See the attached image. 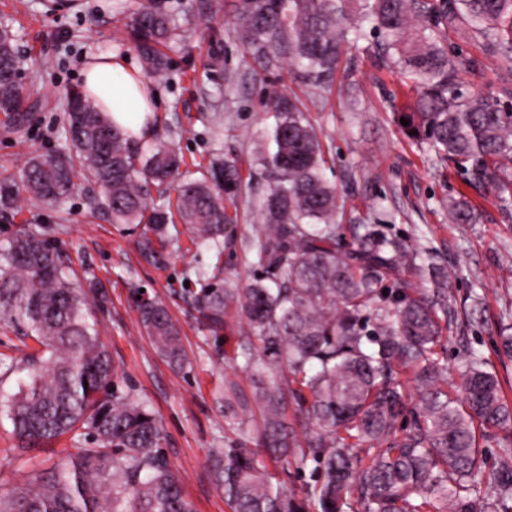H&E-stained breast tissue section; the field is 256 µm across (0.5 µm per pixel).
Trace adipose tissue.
I'll return each instance as SVG.
<instances>
[{
  "mask_svg": "<svg viewBox=\"0 0 512 512\" xmlns=\"http://www.w3.org/2000/svg\"><path fill=\"white\" fill-rule=\"evenodd\" d=\"M82 93L109 112L121 128L141 133L147 118L158 110L149 82L127 56L113 52L90 57L82 69Z\"/></svg>",
  "mask_w": 512,
  "mask_h": 512,
  "instance_id": "1",
  "label": "adipose tissue"
}]
</instances>
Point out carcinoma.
Instances as JSON below:
<instances>
[{"label":"carcinoma","mask_w":512,"mask_h":512,"mask_svg":"<svg viewBox=\"0 0 512 512\" xmlns=\"http://www.w3.org/2000/svg\"><path fill=\"white\" fill-rule=\"evenodd\" d=\"M129 35L155 77L169 69L161 47L183 36L163 0H136ZM234 23L261 70L285 66L301 83L331 90L342 56L361 41L396 67L413 93L405 136L455 166L470 185H489L512 206V112L481 93L464 94L462 62L448 54V31L463 23L512 63V0H236ZM9 25L0 23V115L20 125L37 93L19 78ZM260 162L269 183L251 242L263 271L245 288L224 285V229L238 221L228 205L244 179L233 160L181 171L169 139L143 140L116 126L81 91L67 93L62 154L30 157L19 177L0 178V214L25 195L61 210L74 178L99 188L112 223L140 230L138 246L153 257L182 224L194 245L214 252L195 272L192 303L201 327L222 348L235 347L240 373L224 378V424L236 438L209 457L229 512H512V403L484 357L471 351L460 392L448 390L438 347L448 313V273L416 293L402 274L420 276L428 258L407 242L362 225L352 248L336 223L338 190L325 174L319 134L297 96L263 101ZM417 134H411V131ZM448 220H471L468 202L450 199ZM391 281L388 297L381 285ZM62 256L34 228L0 249V321L42 347L5 373L27 372L3 401L25 451L72 435L76 455L32 470L21 489L0 494V512H195L166 436L149 406L120 393L119 367L100 340L90 296ZM135 312L154 351L183 370L190 361L180 325L156 295ZM497 354L512 361V325L498 331ZM412 374L417 403L408 400ZM311 429L305 440L287 426L288 407ZM262 425L250 427L254 411ZM498 435L489 463L482 440ZM258 447L251 448V441ZM313 463L314 484L299 497L265 460Z\"/></svg>","instance_id":"carcinoma-1"}]
</instances>
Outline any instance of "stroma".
I'll return each instance as SVG.
<instances>
[{"label": "stroma", "mask_w": 512, "mask_h": 512, "mask_svg": "<svg viewBox=\"0 0 512 512\" xmlns=\"http://www.w3.org/2000/svg\"><path fill=\"white\" fill-rule=\"evenodd\" d=\"M83 2V7L51 14L43 0H0V20L15 35L21 78L40 87L28 105L22 132L0 123V177L18 175L31 155L65 151V93L79 87L88 57L119 52L136 68L144 66L126 36L133 0ZM204 2L167 0L187 36L166 46L170 71L151 84L159 99L157 135L165 138L177 131L176 144L190 164L217 152L237 160L251 184L237 201L238 223L224 230L225 280L242 288L259 274L248 263L244 247L255 235L258 199L266 189L257 154L262 102L274 91L296 94L329 159L326 176L339 188L344 245L353 243L361 225L376 224L430 253L448 270L451 330L439 353L448 366L449 384L459 385L467 350H478L498 364L497 325L502 314L512 315V212L499 208L491 189L469 187L454 168L403 135L398 125L406 104L401 73L361 46L343 57L333 90L314 94L285 70L253 72L234 30V0H225L223 12L215 17L206 13ZM448 51L465 64L460 72L463 91L484 93L512 109V66L488 54L478 33L464 25L449 31ZM214 58L219 61L215 67L210 64ZM228 72L237 76L230 88L224 85ZM217 119L223 131L215 130ZM461 193L474 206L469 224L448 220L445 202ZM91 195L82 183L63 214L26 203L18 213L0 215V245L24 225L37 227L69 264L76 281L105 291L93 316L101 340L121 368L120 389H132L158 418L169 459L196 512H228L208 456L225 445L224 408L216 397L234 362L215 356L212 339L195 320L189 288L195 269L211 264L212 254L170 247L144 259L136 247L137 232L119 231L106 212L92 210ZM143 289L164 300L180 324L191 368L175 372L153 350L134 311L135 297ZM475 294L483 301V316L476 322L467 318ZM76 452L67 436L48 454L22 452L0 409V493L21 488L44 458L57 460Z\"/></svg>", "instance_id": "35a3bbf8"}]
</instances>
